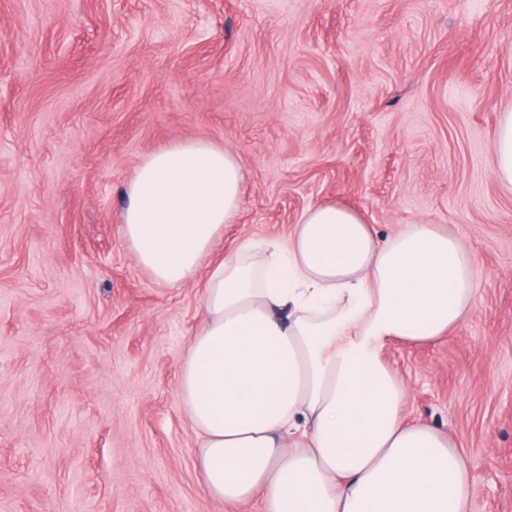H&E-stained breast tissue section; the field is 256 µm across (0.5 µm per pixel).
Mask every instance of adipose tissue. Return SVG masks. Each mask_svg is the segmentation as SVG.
Segmentation results:
<instances>
[{
    "instance_id": "ef3b65f1",
    "label": "adipose tissue",
    "mask_w": 512,
    "mask_h": 512,
    "mask_svg": "<svg viewBox=\"0 0 512 512\" xmlns=\"http://www.w3.org/2000/svg\"><path fill=\"white\" fill-rule=\"evenodd\" d=\"M490 164L512 192V113ZM238 157L209 139L147 155L128 183L121 236L155 282L206 270L202 322L178 397L212 499L263 512H471L473 477L449 436L407 420L389 341L450 335L475 308L474 264L433 224L378 237L335 202L308 208L287 242L212 259L240 210Z\"/></svg>"
}]
</instances>
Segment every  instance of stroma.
<instances>
[{"mask_svg": "<svg viewBox=\"0 0 512 512\" xmlns=\"http://www.w3.org/2000/svg\"><path fill=\"white\" fill-rule=\"evenodd\" d=\"M510 110L512 0H0V512H226L178 398L202 281L157 284L119 231L140 161L191 138L243 167L215 256L323 201L462 241L472 316L380 358L472 512H512ZM512 112V111H511ZM504 112L494 134L490 164L498 183L512 193V113Z\"/></svg>", "mask_w": 512, "mask_h": 512, "instance_id": "stroma-1", "label": "stroma"}]
</instances>
